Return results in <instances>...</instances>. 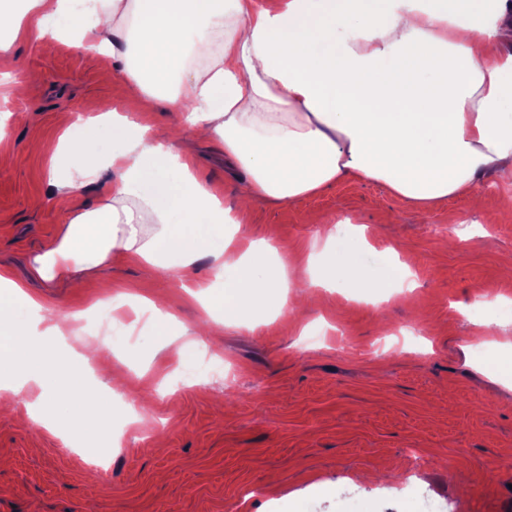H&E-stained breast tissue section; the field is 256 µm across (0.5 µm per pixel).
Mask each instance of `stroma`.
<instances>
[{
	"label": "stroma",
	"mask_w": 512,
	"mask_h": 512,
	"mask_svg": "<svg viewBox=\"0 0 512 512\" xmlns=\"http://www.w3.org/2000/svg\"><path fill=\"white\" fill-rule=\"evenodd\" d=\"M25 98L0 104L14 115L13 164L0 172V270L57 315H86L94 282L53 290L29 281V255L53 237L64 213L51 194L49 157L63 116L106 98L99 56L37 38L18 46ZM193 150L204 183L232 192L220 150ZM45 206L33 212L32 197ZM395 245L415 273L413 295L392 289H319L313 306L279 314L264 306L227 317L206 337L219 362L181 361L150 323L108 333L103 356L127 386L114 397L111 467L95 471L62 434L35 430L25 411L0 416V512H512V377L495 372L512 332L474 346L461 303L494 295L512 302V213L472 209L468 196L427 212L383 185L336 183L282 204L258 202L252 238H275L294 256L339 216ZM120 301L161 292L173 333L194 337L207 314L177 277L116 259L102 271ZM421 324L420 337L402 326ZM149 400L146 423L127 421L128 401ZM343 483L341 493L331 484Z\"/></svg>",
	"instance_id": "35a3bbf8"
}]
</instances>
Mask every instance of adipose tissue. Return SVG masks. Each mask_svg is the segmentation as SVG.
<instances>
[{
    "label": "adipose tissue",
    "mask_w": 512,
    "mask_h": 512,
    "mask_svg": "<svg viewBox=\"0 0 512 512\" xmlns=\"http://www.w3.org/2000/svg\"><path fill=\"white\" fill-rule=\"evenodd\" d=\"M503 0H0V57L30 35L91 51L115 105L85 102L82 133L65 130L51 183L65 222L28 259L31 279L52 288L94 279L112 260L194 280L216 264L221 292L189 290L209 311L269 302L293 306L295 288L414 290L395 247L364 265L366 228L339 237L321 226L322 277L305 276L274 239L248 236L249 205L284 203L341 181L378 182L426 209L457 195L512 209V195L475 194L486 174L512 173V24ZM165 103L171 128L146 116ZM112 147L101 151L97 131ZM220 146L244 182L232 202L203 184L191 143ZM117 174L96 202L83 189L103 169ZM44 307L0 272V409L25 408L38 428L80 437L100 430L112 397L86 382L103 344L80 337L66 358L64 403L47 389L58 342L75 323L46 320Z\"/></svg>",
    "instance_id": "1"
}]
</instances>
